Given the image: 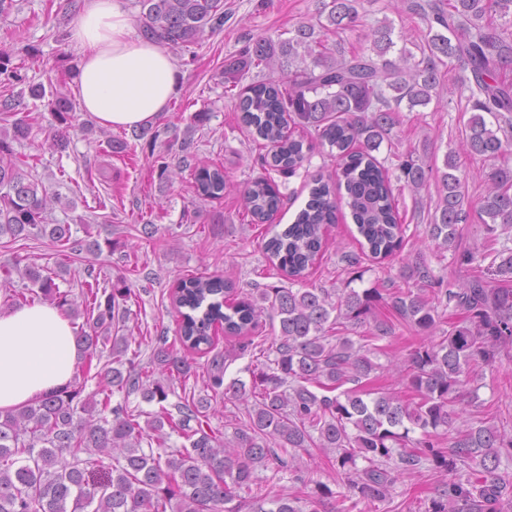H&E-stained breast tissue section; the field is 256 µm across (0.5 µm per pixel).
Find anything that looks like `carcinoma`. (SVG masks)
Masks as SVG:
<instances>
[{"label":"carcinoma","mask_w":512,"mask_h":512,"mask_svg":"<svg viewBox=\"0 0 512 512\" xmlns=\"http://www.w3.org/2000/svg\"><path fill=\"white\" fill-rule=\"evenodd\" d=\"M400 3L427 26L424 42L413 50L387 20L373 28L368 53L346 50L341 38L328 44V35L355 30L361 4L320 0L315 21L297 25L286 38L249 36L240 57L224 65V79L233 84L250 70L268 71L243 89L238 103L253 140L269 149L261 166L283 174L303 166L304 141L288 134L291 123L313 129L339 162L336 180L312 178L309 199L294 222L264 242L294 282L325 251L324 229L336 223L340 201L350 211L361 249L375 259L401 250L406 227L389 169L375 152L391 140L398 112L440 97L442 69L453 62L469 71L457 86L471 112L461 150L449 149L440 168L407 153L397 164L396 180L415 195L435 182L438 201L426 229L439 250L456 248L465 224L481 225L491 243L498 229L512 227V83L500 79L512 69V33L480 23L493 14L512 15V0ZM137 4L141 36L182 49L223 29L227 18L224 0ZM393 53L395 60L389 58ZM0 75V246L37 232L64 248L71 225L48 223L59 195L38 189L31 172L14 159L13 144L30 138L32 123L19 115L22 92L13 87L25 77L8 53L0 52ZM49 106L56 121L52 146L63 149L74 119L72 103L57 91ZM189 148L186 139L176 163L160 162L159 178L169 182L192 165L199 195H224V171L191 164ZM462 152L497 162L484 175L476 203L459 175ZM243 201L251 223L258 224L279 210L283 196L271 178L259 177L245 188ZM488 257V269L502 282L498 287L480 275L446 283L420 259L401 269L412 286L395 291L272 286L240 297L229 277L191 276L172 297L180 316L179 349L164 335L151 344L124 333L130 292L101 284L90 268L78 303L44 268L0 266L5 299L34 295L86 315L87 326L76 333L87 361L73 382L18 410L0 411V512H319L322 499L333 495L320 481L305 498L241 496L254 487L263 490L271 478L259 471L271 466L276 474L312 481L313 470L300 466V453L311 458L314 449L335 454L336 475L357 503L388 499L398 481L429 463L448 482L426 512H504L508 488L496 471L502 456L512 457V429L485 420L454 426L455 406L477 398V388L470 387L477 369L495 363L502 343L512 339V287H506L512 282V248H490L479 257L466 251L456 263L469 266ZM382 304L420 337L401 361L407 397L367 387L377 369L370 342L393 335V325L377 318ZM448 311L464 320L443 328ZM266 315L279 319V330L252 370L251 383L224 381L233 349L197 366L192 355L213 350L214 327L221 326L227 339L246 338ZM350 327L362 330L359 340L343 335ZM144 345L151 346L145 362ZM199 375L206 394L169 402L176 385ZM92 380L96 389L88 393ZM116 392L123 397L114 403ZM219 393L236 409L224 424L229 434L205 429L217 413L211 395ZM132 395L158 409L130 405ZM417 430L420 437H412ZM174 434L183 443L171 441ZM279 448L290 449L288 457Z\"/></svg>","instance_id":"1"}]
</instances>
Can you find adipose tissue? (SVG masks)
Wrapping results in <instances>:
<instances>
[{"label": "adipose tissue", "instance_id": "1", "mask_svg": "<svg viewBox=\"0 0 512 512\" xmlns=\"http://www.w3.org/2000/svg\"><path fill=\"white\" fill-rule=\"evenodd\" d=\"M80 62L75 92L104 127L136 129L166 112L180 76L158 44L136 37L119 0H86L68 36ZM76 327L48 304L0 308V410L25 406L72 381Z\"/></svg>", "mask_w": 512, "mask_h": 512}]
</instances>
